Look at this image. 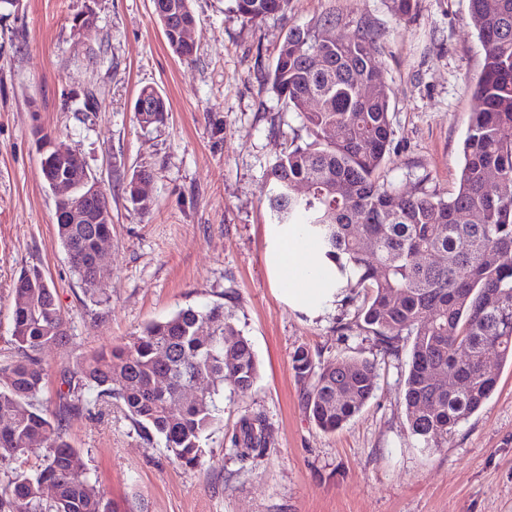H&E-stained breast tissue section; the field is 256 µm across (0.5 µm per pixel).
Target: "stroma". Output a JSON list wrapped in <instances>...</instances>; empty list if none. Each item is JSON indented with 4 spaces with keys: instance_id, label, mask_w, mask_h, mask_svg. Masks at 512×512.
Instances as JSON below:
<instances>
[{
    "instance_id": "1",
    "label": "stroma",
    "mask_w": 512,
    "mask_h": 512,
    "mask_svg": "<svg viewBox=\"0 0 512 512\" xmlns=\"http://www.w3.org/2000/svg\"><path fill=\"white\" fill-rule=\"evenodd\" d=\"M192 9L188 61L167 46L152 0H19L0 11V347L11 336L12 288L33 266L53 283L73 335L40 355L50 408L81 354L180 309L223 305L251 341L259 378L219 401L201 468L169 459L118 405L68 418L71 444L119 512H512V366L444 447H420L402 404L409 342L385 354L337 298L288 303L266 205L268 168L305 131L264 77L289 29L329 11L369 17L378 32L393 127L380 181L452 196L483 62L469 0H418L403 22L390 0H290L258 23L233 0H192ZM87 12L93 24L76 26ZM145 86L168 98L165 123H137ZM38 127L77 153L108 196L102 304L84 295L58 240ZM142 166L152 171L144 213L123 191ZM301 345L319 366L345 357L377 365L374 397L335 432L320 431L302 402L291 367ZM247 413L265 416L270 437L264 456L242 463L224 437Z\"/></svg>"
}]
</instances>
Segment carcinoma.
Segmentation results:
<instances>
[{
    "label": "carcinoma",
    "mask_w": 512,
    "mask_h": 512,
    "mask_svg": "<svg viewBox=\"0 0 512 512\" xmlns=\"http://www.w3.org/2000/svg\"><path fill=\"white\" fill-rule=\"evenodd\" d=\"M152 2L169 48L191 59L194 43L183 39V30L195 26L191 0ZM233 2L241 17L256 22L287 10L289 0ZM469 16L484 62L458 189L447 200L379 182L392 144L391 88L369 21L345 23L328 12L291 28L266 75L306 132L268 169L271 218L317 243L321 275L336 295L346 286L357 289L347 302L384 352L396 354L401 341H411L405 416L426 448L447 442L494 393L498 377L490 361L512 364V140L501 134L512 127V0L491 6L469 0ZM365 83L372 92L361 93ZM315 99L320 108L311 111ZM133 111L143 126L161 124L168 100L146 86ZM151 176L137 169L125 185L135 211L146 208L138 184ZM491 177L498 178L494 188ZM299 183L308 189L301 197L294 191ZM101 207H109L108 199L87 205L88 223L56 225L72 272L96 305L107 300L96 248L112 232V225L94 223ZM68 339L55 289L42 270L23 271L14 288L12 333L0 348V464L31 456L39 464L32 474L15 467L0 481V512H115L70 443L67 417L91 415L115 400L146 437L163 439L173 461L193 469L206 454L224 385L245 395L258 377L253 346L223 306L187 307L147 323L108 352L83 357L78 371L63 373L52 411L39 400L46 372L38 354ZM291 362L306 383V409L324 432L346 425L375 395L376 367L368 360L343 358L318 368L299 346ZM447 377L453 386L444 384ZM195 378L209 380L212 390L189 398L185 389ZM228 443L241 462L263 456L265 418L243 416Z\"/></svg>",
    "instance_id": "obj_1"
}]
</instances>
